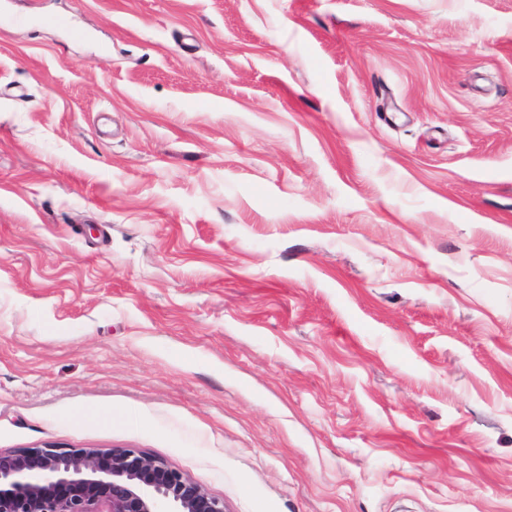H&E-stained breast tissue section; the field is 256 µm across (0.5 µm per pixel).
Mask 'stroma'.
I'll return each mask as SVG.
<instances>
[{"instance_id":"obj_1","label":"stroma","mask_w":512,"mask_h":512,"mask_svg":"<svg viewBox=\"0 0 512 512\" xmlns=\"http://www.w3.org/2000/svg\"><path fill=\"white\" fill-rule=\"evenodd\" d=\"M226 512H512V0H12L0 451Z\"/></svg>"}]
</instances>
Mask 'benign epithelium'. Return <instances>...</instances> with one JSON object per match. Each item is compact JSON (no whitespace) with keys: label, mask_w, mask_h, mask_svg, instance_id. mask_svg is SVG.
<instances>
[{"label":"benign epithelium","mask_w":512,"mask_h":512,"mask_svg":"<svg viewBox=\"0 0 512 512\" xmlns=\"http://www.w3.org/2000/svg\"><path fill=\"white\" fill-rule=\"evenodd\" d=\"M0 512H225L165 459L137 448L45 444L0 451Z\"/></svg>","instance_id":"1"}]
</instances>
